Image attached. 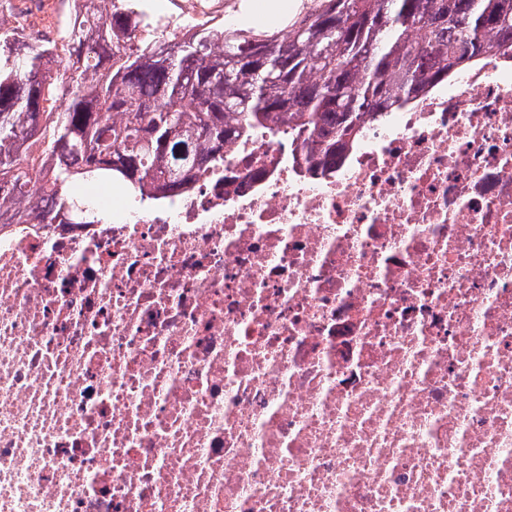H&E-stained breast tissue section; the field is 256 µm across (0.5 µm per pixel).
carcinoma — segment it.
<instances>
[{
    "mask_svg": "<svg viewBox=\"0 0 512 512\" xmlns=\"http://www.w3.org/2000/svg\"><path fill=\"white\" fill-rule=\"evenodd\" d=\"M147 29L135 0H81L61 72L56 42L0 36V224H100L79 185L165 200L243 140L325 173L365 120L509 53L512 0H315L285 32Z\"/></svg>",
    "mask_w": 512,
    "mask_h": 512,
    "instance_id": "obj_1",
    "label": "carcinoma"
}]
</instances>
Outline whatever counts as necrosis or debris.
<instances>
[{
    "label": "necrosis or debris",
    "mask_w": 512,
    "mask_h": 512,
    "mask_svg": "<svg viewBox=\"0 0 512 512\" xmlns=\"http://www.w3.org/2000/svg\"><path fill=\"white\" fill-rule=\"evenodd\" d=\"M280 152L0 226V512H512V57Z\"/></svg>",
    "instance_id": "obj_1"
}]
</instances>
